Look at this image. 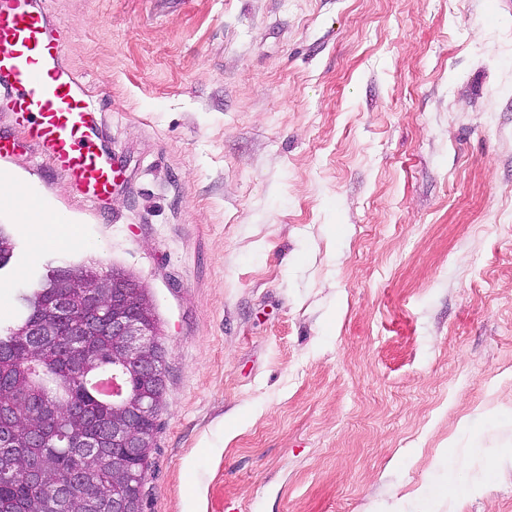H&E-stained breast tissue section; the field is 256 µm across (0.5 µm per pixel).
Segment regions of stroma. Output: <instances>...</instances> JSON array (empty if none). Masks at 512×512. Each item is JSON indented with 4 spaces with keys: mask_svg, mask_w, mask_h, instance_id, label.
<instances>
[{
    "mask_svg": "<svg viewBox=\"0 0 512 512\" xmlns=\"http://www.w3.org/2000/svg\"><path fill=\"white\" fill-rule=\"evenodd\" d=\"M48 2L125 176L0 157L73 221L0 206V324L52 266L147 288L144 512H512V0ZM9 183L1 181L0 184V205L9 206L12 201L23 193L21 181L17 180L13 175H9ZM21 186H19V185ZM17 212L19 224H24L31 238L38 244L45 243H61L68 234L72 224L68 221H61L59 217L49 216L44 213L37 202L24 195L18 197L12 204Z\"/></svg>",
    "mask_w": 512,
    "mask_h": 512,
    "instance_id": "1",
    "label": "stroma"
}]
</instances>
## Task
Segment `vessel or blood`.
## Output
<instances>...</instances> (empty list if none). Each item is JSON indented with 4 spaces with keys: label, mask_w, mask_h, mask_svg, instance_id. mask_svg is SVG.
I'll use <instances>...</instances> for the list:
<instances>
[{
    "label": "vessel or blood",
    "mask_w": 512,
    "mask_h": 512,
    "mask_svg": "<svg viewBox=\"0 0 512 512\" xmlns=\"http://www.w3.org/2000/svg\"><path fill=\"white\" fill-rule=\"evenodd\" d=\"M61 36L36 0H0V92L16 115L15 129L0 127V156L24 133L81 198L101 206L123 168L85 82L63 63Z\"/></svg>",
    "instance_id": "1"
}]
</instances>
